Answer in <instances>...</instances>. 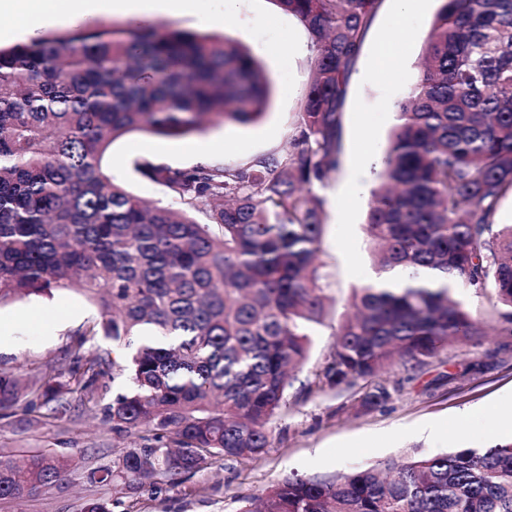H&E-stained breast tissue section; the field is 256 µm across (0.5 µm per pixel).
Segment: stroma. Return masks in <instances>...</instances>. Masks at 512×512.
<instances>
[{"instance_id": "stroma-1", "label": "stroma", "mask_w": 512, "mask_h": 512, "mask_svg": "<svg viewBox=\"0 0 512 512\" xmlns=\"http://www.w3.org/2000/svg\"><path fill=\"white\" fill-rule=\"evenodd\" d=\"M439 7V0H416L413 10L402 15L395 0H382L361 47L347 89L341 165L319 190L326 199L323 260L332 302L324 323L310 329L309 358L288 391V414L269 425L272 439L266 452L251 460L217 461L175 483L159 475L133 493L92 482L91 471L111 464L118 443L102 408L126 389L125 380L107 375L99 381L96 408L74 399L62 418L37 422L21 402L0 413L1 449L47 450L71 461L64 480L32 498L0 499V512H82L91 498L105 500L110 512H239L244 499L293 473L333 474L390 456L482 449L512 439V335L494 325L481 342L449 346L415 371L396 367L374 380L335 389L318 379L354 289L374 275L364 222L376 177L373 168L359 169L358 159L366 148L383 158L396 106L418 74L429 23ZM237 8L239 18L226 32L270 75V106L250 125L209 127L180 138L134 131L115 139L103 159L105 171L148 202L179 205L136 171L142 159L193 167L206 146L211 164L234 166L288 146L309 79L307 32L275 0H237ZM401 29L407 37L396 48L394 72L369 73L379 47ZM97 314L85 296L66 290L0 306V369L28 376L49 362L69 364L71 333ZM376 385L386 387L390 399L364 407V393Z\"/></svg>"}]
</instances>
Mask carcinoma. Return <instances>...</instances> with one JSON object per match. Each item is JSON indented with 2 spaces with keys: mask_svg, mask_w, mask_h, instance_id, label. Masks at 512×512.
<instances>
[{
  "mask_svg": "<svg viewBox=\"0 0 512 512\" xmlns=\"http://www.w3.org/2000/svg\"><path fill=\"white\" fill-rule=\"evenodd\" d=\"M310 39L311 80L291 148L235 166L137 163L182 208L148 206L106 173L131 131L181 137L211 117L256 122L272 82L228 35L168 23H103L0 47V305L59 290L99 316L72 362L22 383L0 372V410L21 397L57 414L97 405L106 366L129 386L105 407L123 448L97 483H173L225 457L252 459L288 412L307 328L327 315L326 199L337 171L347 86L380 0H275ZM421 68L376 172L366 216L379 273L402 288L354 290L320 371L331 386L421 367L452 343L512 335V0H440ZM201 214L205 222L198 221ZM473 288L478 317L455 299ZM102 334L117 356H85ZM70 468L46 450L0 456V499L35 495ZM239 512H512V440L389 457L332 475L291 474Z\"/></svg>",
  "mask_w": 512,
  "mask_h": 512,
  "instance_id": "obj_1",
  "label": "carcinoma"
}]
</instances>
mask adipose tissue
<instances>
[{"instance_id":"1","label":"adipose tissue","mask_w":512,"mask_h":512,"mask_svg":"<svg viewBox=\"0 0 512 512\" xmlns=\"http://www.w3.org/2000/svg\"><path fill=\"white\" fill-rule=\"evenodd\" d=\"M196 0H38L36 9L27 10L22 0H0V14L10 13L17 19V30L29 39L38 38L46 23L68 17L87 20L103 14L121 13L138 19L163 15L189 14Z\"/></svg>"}]
</instances>
